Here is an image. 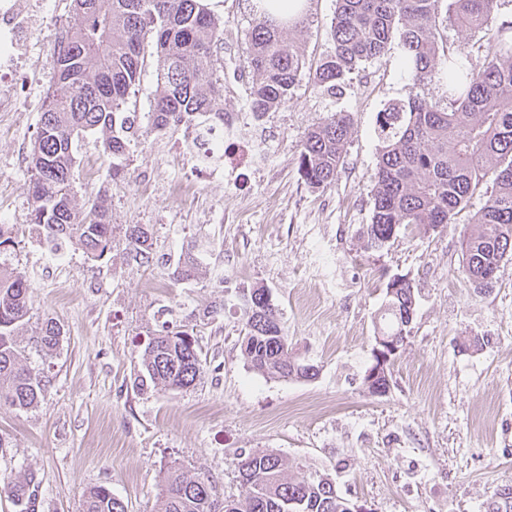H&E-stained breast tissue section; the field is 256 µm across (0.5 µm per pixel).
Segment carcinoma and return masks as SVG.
<instances>
[{
  "instance_id": "1",
  "label": "carcinoma",
  "mask_w": 512,
  "mask_h": 512,
  "mask_svg": "<svg viewBox=\"0 0 512 512\" xmlns=\"http://www.w3.org/2000/svg\"><path fill=\"white\" fill-rule=\"evenodd\" d=\"M71 23L57 40L58 88L47 94L30 152V223L54 246H80L100 260L112 250L115 225L105 200L95 198L78 210L75 144L87 132L102 135L105 150L121 156L127 148L121 117L147 52L156 56L157 85L151 128L186 125L196 130L224 126L213 101L224 94L213 46L222 22L203 0H73ZM270 0H253L248 32L250 105L258 117L288 96L303 63L285 30L303 16L275 17ZM481 34L485 59L472 64L471 51H451L437 38L441 26ZM334 53L319 66L315 84L334 90L359 66L384 53L393 40L403 51L413 84L448 71L446 105L418 95L387 103L379 112L380 143L371 224L366 235L381 249L401 224L431 229L451 223L475 195L484 204L474 228L461 242L463 269L475 290L494 287L487 275L512 256V16L501 14V0H336L330 27ZM350 115L335 112L307 134L300 170L313 188L334 183L346 152ZM126 246L147 258L151 235L141 224L124 228ZM196 264L177 262L173 279L188 280ZM415 309L414 287L386 288L380 334L405 342ZM31 318L29 284L21 273L0 264V403L19 410L35 407L46 384L24 365L19 330ZM62 336L51 319L40 329V343L51 352ZM241 350L253 370L277 378L311 379L316 369L292 356L288 334L275 305L263 303L246 317ZM140 381L168 390L189 388L202 370L193 336L175 327L155 337L141 356ZM237 499L219 501L209 477H188L177 469L166 477L159 512H353L335 482L317 472L287 474L278 454L259 450L238 458ZM3 490L36 512L39 482L3 480ZM83 512H127L103 485L86 491ZM485 512H512V483L500 486Z\"/></svg>"
}]
</instances>
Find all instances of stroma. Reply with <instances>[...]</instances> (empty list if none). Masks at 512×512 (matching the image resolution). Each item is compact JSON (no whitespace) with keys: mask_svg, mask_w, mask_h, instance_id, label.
<instances>
[{"mask_svg":"<svg viewBox=\"0 0 512 512\" xmlns=\"http://www.w3.org/2000/svg\"><path fill=\"white\" fill-rule=\"evenodd\" d=\"M222 20L214 49L224 95L214 102L224 131L252 143L238 172L191 162L192 129H150L156 67L147 61L123 109L124 155L86 133L75 154L73 199L107 197L116 226L144 224L153 251L135 260L123 235L103 259L63 245L52 250L29 222V153L46 94L57 84L56 44L72 0H21L16 75L0 107V229L11 242L0 259L30 285L32 316L21 331L25 362L47 382L28 410L0 405V478L35 475L38 512H81L85 492L109 487L127 512H158L168 471L210 476L224 495L240 493L234 463L270 450L288 464L329 474L338 492L369 512H485L512 481V257L497 283L477 293L463 273L461 240L483 204L474 197L452 223L401 225L383 248L368 247L378 162L376 117L415 93L445 103L436 72L413 85L399 42L363 63L337 94L315 86L334 51L335 0H308L307 19L289 38L303 67L287 99L251 114L246 63L250 0H206ZM332 112L351 130L344 163L327 188L299 169L307 132ZM120 179H113V169ZM193 253L192 280L173 265ZM412 282L411 334L389 366L390 388L371 394L376 318L393 277ZM269 289L291 351L316 366L311 380L277 379L245 359V298ZM63 336L52 353L37 337L45 320ZM192 329L203 361L184 390L136 386L141 355L169 324ZM478 347L464 349L470 339Z\"/></svg>","mask_w":512,"mask_h":512,"instance_id":"35a3bbf8","label":"stroma"}]
</instances>
